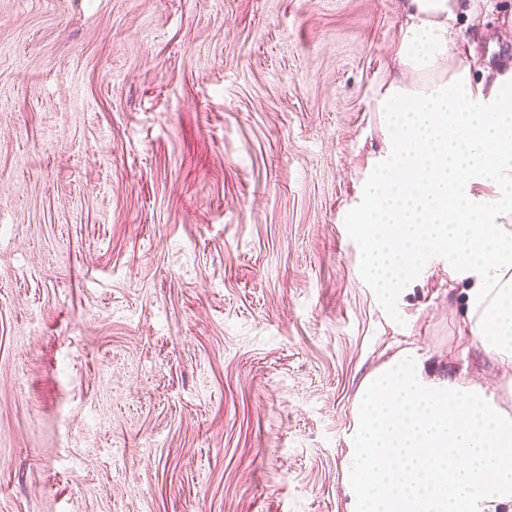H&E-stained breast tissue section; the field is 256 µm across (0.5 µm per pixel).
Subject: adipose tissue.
Listing matches in <instances>:
<instances>
[{
  "label": "adipose tissue",
  "mask_w": 512,
  "mask_h": 512,
  "mask_svg": "<svg viewBox=\"0 0 512 512\" xmlns=\"http://www.w3.org/2000/svg\"><path fill=\"white\" fill-rule=\"evenodd\" d=\"M475 11L402 0L398 73L373 100L391 140L354 222L384 295L447 253L470 334L512 368V70L477 81L451 60ZM347 445L350 512H512V378L436 377L403 350L362 381Z\"/></svg>",
  "instance_id": "ef3b65f1"
}]
</instances>
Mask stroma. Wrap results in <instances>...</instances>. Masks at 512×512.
<instances>
[{
	"label": "stroma",
	"mask_w": 512,
	"mask_h": 512,
	"mask_svg": "<svg viewBox=\"0 0 512 512\" xmlns=\"http://www.w3.org/2000/svg\"><path fill=\"white\" fill-rule=\"evenodd\" d=\"M452 49L512 65V0ZM398 0H0V512H348L361 381L512 378L351 214Z\"/></svg>",
	"instance_id": "1"
}]
</instances>
